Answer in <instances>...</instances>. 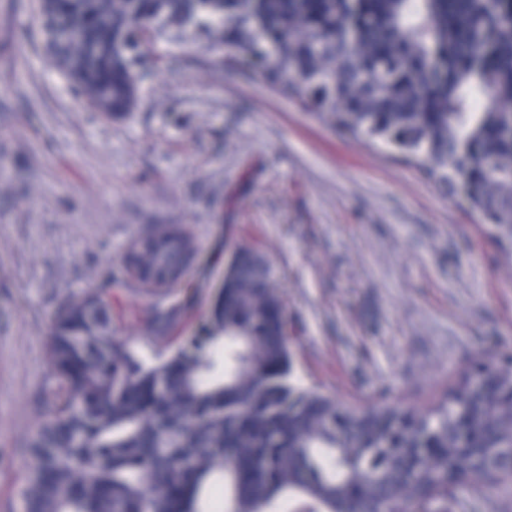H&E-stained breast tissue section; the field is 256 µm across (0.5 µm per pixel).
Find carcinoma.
Returning a JSON list of instances; mask_svg holds the SVG:
<instances>
[{"label":"carcinoma","instance_id":"cac0c4a2","mask_svg":"<svg viewBox=\"0 0 512 512\" xmlns=\"http://www.w3.org/2000/svg\"><path fill=\"white\" fill-rule=\"evenodd\" d=\"M38 23L70 87L109 119L137 106L144 62L128 43L142 27L175 47L217 40L236 62L274 42L262 79L450 187L468 180L490 238L512 253V0H38ZM139 240L128 260L165 336L196 310L207 269L170 273L195 241L181 224ZM236 262L156 365L113 336L112 290L55 312L23 512H448L473 481L512 488V469L485 456L512 445V369L484 367L427 413L342 406L290 382L268 266L246 244ZM462 427L476 447L454 446Z\"/></svg>","mask_w":512,"mask_h":512}]
</instances>
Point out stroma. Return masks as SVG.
<instances>
[{
    "instance_id": "obj_1",
    "label": "stroma",
    "mask_w": 512,
    "mask_h": 512,
    "mask_svg": "<svg viewBox=\"0 0 512 512\" xmlns=\"http://www.w3.org/2000/svg\"><path fill=\"white\" fill-rule=\"evenodd\" d=\"M34 5L0 0V512H22L61 303L121 280L118 337L147 364L170 355L120 263L155 224L189 228L218 272L225 245L253 246L293 381L341 402L424 411L512 355V260L456 191L203 43H156L139 104L106 119L40 48ZM448 512H512V494L475 481Z\"/></svg>"
}]
</instances>
